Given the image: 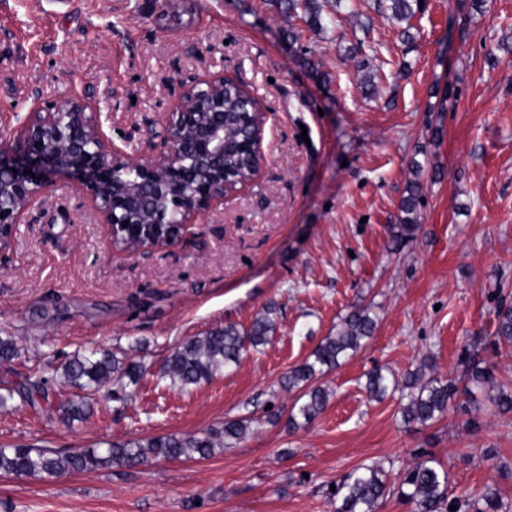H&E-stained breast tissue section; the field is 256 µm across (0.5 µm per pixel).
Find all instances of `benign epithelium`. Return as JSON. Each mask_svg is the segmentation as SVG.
Returning a JSON list of instances; mask_svg holds the SVG:
<instances>
[{"instance_id": "obj_1", "label": "benign epithelium", "mask_w": 512, "mask_h": 512, "mask_svg": "<svg viewBox=\"0 0 512 512\" xmlns=\"http://www.w3.org/2000/svg\"><path fill=\"white\" fill-rule=\"evenodd\" d=\"M229 85L245 89L222 70L185 87L166 113L156 155L145 162L131 160L127 145L104 133L102 113L78 95L33 109L16 138L0 147V248L61 176L86 191L110 242L141 224L151 225V237L138 248L179 239L201 215L250 183L235 184L224 171ZM264 127L262 120L241 143L254 160L255 177L265 165Z\"/></svg>"}]
</instances>
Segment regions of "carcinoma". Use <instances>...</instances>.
I'll return each mask as SVG.
<instances>
[{
	"label": "carcinoma",
	"mask_w": 512,
	"mask_h": 512,
	"mask_svg": "<svg viewBox=\"0 0 512 512\" xmlns=\"http://www.w3.org/2000/svg\"><path fill=\"white\" fill-rule=\"evenodd\" d=\"M419 0H377V10L398 22H406L402 30L405 40L412 39L410 21L421 11ZM288 15L297 13L307 18L312 27H321L322 8L318 0H284ZM224 111L232 113L227 126V137L234 142L224 156V167L230 173L240 176L249 174L252 159L238 150L235 142L241 139L239 89L231 87L224 93ZM421 185L413 182L402 199L401 223L395 225L394 241L413 233L417 227ZM274 311L257 316L250 326L226 323L203 336H193L182 342L165 358L160 374L174 385L196 386L207 382L224 368L239 363L249 349L267 344L275 330V323L269 317ZM495 329L492 346L500 350L512 349V304L500 303L494 310ZM375 330V320L366 309L355 308L343 320V327L334 336L325 337L301 364L292 367L285 377L288 389H305L296 400L288 424L296 428L311 424L325 409L330 392L327 388L310 382L324 375L339 364V359L354 355ZM20 348L11 335L0 336V363H10L19 358ZM463 372L458 379L425 377L416 370L410 373L404 384L408 390L407 404L403 407V421L407 424H421L441 419L451 410H461L457 403L460 391L474 389L486 392L487 399L500 413L512 412V390H506L497 383L492 366L471 356L465 351ZM143 373L139 362H126L106 349H91L67 356L49 375L40 374L28 382L27 399L33 396L46 397L51 383L60 382L75 388L83 395L69 399L58 407L59 415L67 421L85 418L91 411L89 396L107 389L116 399L122 398L130 385L138 384ZM366 388L376 398L385 395L388 385L382 370L371 372ZM247 425L240 420L224 423L220 430L200 431L187 435L156 436L145 440H129L110 444L105 448L91 446L60 452L45 445H20L14 448H0V473L26 477L50 478L60 473L81 472L109 468L114 464L136 467L150 458H206L215 449L224 447V439H240L245 436ZM397 495L412 505L413 512H450V506H457L456 512L473 509L475 512H501L503 503L498 490L487 486L477 496H453L448 472L435 464L431 458H420L405 472L396 487L388 484L380 465L363 467L347 475L336 485L334 496L339 505L335 512H377L390 496Z\"/></svg>",
	"instance_id": "obj_1"
}]
</instances>
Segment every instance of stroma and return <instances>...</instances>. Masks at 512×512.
Masks as SVG:
<instances>
[{
	"label": "stroma",
	"instance_id": "stroma-1",
	"mask_svg": "<svg viewBox=\"0 0 512 512\" xmlns=\"http://www.w3.org/2000/svg\"><path fill=\"white\" fill-rule=\"evenodd\" d=\"M467 2L425 0L406 42L375 0L325 6L318 28L278 0H0V144L35 105L75 94L133 160L150 159L181 86L220 69L267 109L260 176L174 243L112 247L62 177L0 250V334L21 348L0 365V447L105 446L236 419L246 435L205 459L0 473V512H334L348 473L376 463L396 483L423 455L455 492L490 485L512 506V413L462 393L461 411L407 425L405 397L366 390L376 368L459 377L466 349L512 389V350L489 343L497 303L512 301V0L480 13ZM414 180L418 228L395 249ZM270 305L277 329L260 351L188 389L160 378L182 341L249 326ZM355 307L373 336L319 377L324 412L289 428L285 375ZM99 346L146 368L124 399L96 393L73 424L55 414L70 387L29 403L35 373Z\"/></svg>",
	"mask_w": 512,
	"mask_h": 512
}]
</instances>
